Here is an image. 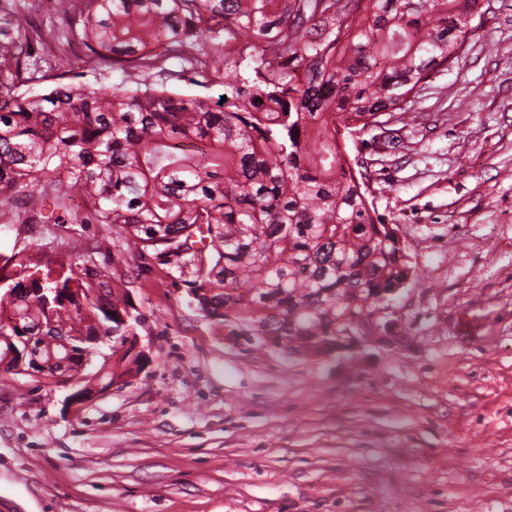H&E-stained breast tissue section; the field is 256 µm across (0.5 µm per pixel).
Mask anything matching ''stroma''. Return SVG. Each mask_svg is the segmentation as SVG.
I'll return each instance as SVG.
<instances>
[{"label": "stroma", "instance_id": "1", "mask_svg": "<svg viewBox=\"0 0 512 512\" xmlns=\"http://www.w3.org/2000/svg\"><path fill=\"white\" fill-rule=\"evenodd\" d=\"M415 126L349 146L416 268L358 355L247 352L150 260L129 289L149 362L71 412L0 373V512H512V0H484ZM101 224L0 235L49 259Z\"/></svg>", "mask_w": 512, "mask_h": 512}]
</instances>
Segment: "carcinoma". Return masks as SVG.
I'll use <instances>...</instances> for the list:
<instances>
[{
  "mask_svg": "<svg viewBox=\"0 0 512 512\" xmlns=\"http://www.w3.org/2000/svg\"><path fill=\"white\" fill-rule=\"evenodd\" d=\"M68 29L0 18V232L17 224H107L112 264L70 237L68 258L0 267V325L36 336L109 335L132 307L137 260L190 276L196 308L257 348L320 356L336 335L390 308L415 276L395 228L372 215L352 133L395 115L461 50L479 0H66ZM94 83L24 88L72 45ZM176 59L180 70L167 63ZM234 76L215 106L171 88ZM25 288H44L50 303ZM105 288L106 300L89 299ZM86 305L72 302L74 293ZM55 323L57 330L42 328ZM146 361L112 347L91 381L106 390Z\"/></svg>",
  "mask_w": 512,
  "mask_h": 512,
  "instance_id": "cac0c4a2",
  "label": "carcinoma"
}]
</instances>
